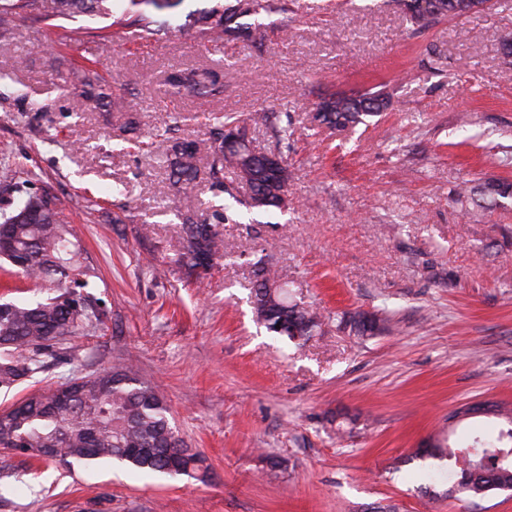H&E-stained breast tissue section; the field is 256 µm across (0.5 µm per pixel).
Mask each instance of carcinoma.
<instances>
[{
  "label": "carcinoma",
  "instance_id": "carcinoma-1",
  "mask_svg": "<svg viewBox=\"0 0 512 512\" xmlns=\"http://www.w3.org/2000/svg\"><path fill=\"white\" fill-rule=\"evenodd\" d=\"M43 0H0V40L9 37L16 19L23 14H41ZM183 0H130L134 10L112 15L111 0H54L47 20H67L77 13H90L112 22L100 28L96 37L103 41H149L163 31L159 16L181 5ZM273 0H236L220 3L198 12L197 38L206 46H218L228 37H243L253 44L264 39L261 25L246 23L245 17L272 10ZM74 107L92 100L110 110L112 125L126 135L142 130L136 105L114 102L104 91L105 80L98 64L90 61L75 70ZM173 98L224 95V73L211 68L173 70L163 81ZM325 112L308 117L309 129L355 130L365 117L377 116L391 105L390 95L366 92L361 100L331 95ZM162 156L175 194L188 197L206 183L216 195L236 198V185L250 190L253 208L288 209V169L282 165L278 176L267 170L272 161L267 154L230 147L224 132L209 145L207 167L199 165V146L194 141H164ZM230 169L235 183L224 182ZM21 169L10 164L0 171V191L7 196L0 208V259L8 261L21 276L37 283L46 298L35 302L0 303V388L10 389L35 378L53 362L64 360L62 331L75 335L100 320L98 311L77 289L88 288L97 277L93 268L80 261V246L66 221L67 201L50 189L33 192ZM512 190V183L465 187L463 194L480 195L485 203L503 196L501 187ZM229 206L215 205L207 213L179 211L182 241L178 264L189 276L200 275L216 256L224 254V239L217 226L229 220ZM250 303L257 323L268 326L288 313L290 327L298 335L288 339L303 343L323 324L314 308L295 303L289 285L278 280L271 267L257 262ZM336 326L365 336L382 326L376 317L344 314ZM75 384L65 396L53 387L30 393L3 411L0 419V448H55L56 462L68 468L90 467L117 462L139 473L193 475L203 469V458L185 444L171 426L163 395L142 384L131 367L104 368L73 378ZM490 433H480L453 445H437L423 452L448 460V469L457 475L456 485L446 491L452 497L465 494L484 498L493 490L512 491V460L499 459L502 451L512 452V416Z\"/></svg>",
  "mask_w": 512,
  "mask_h": 512
}]
</instances>
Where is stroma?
I'll use <instances>...</instances> for the list:
<instances>
[{"instance_id":"obj_1","label":"stroma","mask_w":512,"mask_h":512,"mask_svg":"<svg viewBox=\"0 0 512 512\" xmlns=\"http://www.w3.org/2000/svg\"><path fill=\"white\" fill-rule=\"evenodd\" d=\"M262 45L205 48L184 0L150 43L103 42L106 24L22 16L0 41V149L69 200L102 324L68 337L67 363L0 389V410L107 366H133L208 466L140 477L111 463L66 469L0 451V512H512V494L446 497V463L414 453L497 425L453 414L512 402V197L485 210L463 184L512 182V66L499 37L512 0L421 28L396 0H280ZM99 60L137 105L145 134L113 132L103 107L72 111L71 67ZM224 69L218 100L165 98L163 76ZM392 106L356 131L311 134L321 97L366 91ZM268 113L248 138L281 154L288 212L235 204L224 255L203 279L177 264L189 201L174 196L150 135L209 143L212 116ZM265 258L296 300L389 316L371 337L330 328L300 347L254 320L252 265ZM430 471L433 481L415 480Z\"/></svg>"}]
</instances>
